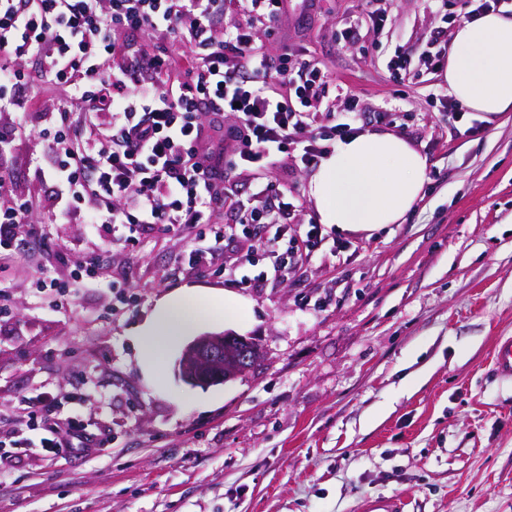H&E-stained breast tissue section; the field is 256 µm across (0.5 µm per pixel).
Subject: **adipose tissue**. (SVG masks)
<instances>
[{
    "instance_id": "ef3b65f1",
    "label": "adipose tissue",
    "mask_w": 512,
    "mask_h": 512,
    "mask_svg": "<svg viewBox=\"0 0 512 512\" xmlns=\"http://www.w3.org/2000/svg\"><path fill=\"white\" fill-rule=\"evenodd\" d=\"M448 92L493 120L512 110V16L488 13L457 28L444 74ZM428 162L404 139L362 133L339 142L319 165L310 194L324 223L375 231L401 221L421 197ZM207 314L191 303H167L140 337L143 356L162 363L170 341Z\"/></svg>"
}]
</instances>
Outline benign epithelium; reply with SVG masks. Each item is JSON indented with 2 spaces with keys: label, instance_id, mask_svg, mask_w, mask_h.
Here are the masks:
<instances>
[{
  "label": "benign epithelium",
  "instance_id": "7a95c632",
  "mask_svg": "<svg viewBox=\"0 0 512 512\" xmlns=\"http://www.w3.org/2000/svg\"><path fill=\"white\" fill-rule=\"evenodd\" d=\"M264 357L262 345L252 338L208 332L186 344L178 362V374L187 384L209 387L246 374Z\"/></svg>",
  "mask_w": 512,
  "mask_h": 512
}]
</instances>
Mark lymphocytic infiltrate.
I'll return each mask as SVG.
<instances>
[{"label": "lymphocytic infiltrate", "mask_w": 512, "mask_h": 512, "mask_svg": "<svg viewBox=\"0 0 512 512\" xmlns=\"http://www.w3.org/2000/svg\"><path fill=\"white\" fill-rule=\"evenodd\" d=\"M228 6L245 17L229 30L216 23ZM287 10L288 0H0V109L25 111L44 83L63 93L64 119L47 150L67 189L65 209L94 202L85 223L128 225L124 247L139 244V226L160 224L190 238L188 262L206 273L223 241L242 234L287 271L299 246L321 241L322 227L290 235L295 205L267 166L284 154L317 167L333 142L359 132L357 100L324 106L328 73L299 49H286L275 66L257 56L259 32ZM120 31L168 38L186 51L159 54L148 45L129 57L116 41ZM32 57L42 62L40 76L24 66ZM11 150V138L0 136V257L20 248L29 217L42 209L13 197L3 163ZM228 152L248 173L257 204H238L236 223L223 225L213 217L235 193ZM58 407L56 397L39 398L14 431H45L41 446L53 454L92 456L110 445L111 436L61 417Z\"/></svg>", "instance_id": "obj_1"}]
</instances>
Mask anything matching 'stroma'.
Masks as SVG:
<instances>
[{
	"instance_id": "1",
	"label": "stroma",
	"mask_w": 512,
	"mask_h": 512,
	"mask_svg": "<svg viewBox=\"0 0 512 512\" xmlns=\"http://www.w3.org/2000/svg\"><path fill=\"white\" fill-rule=\"evenodd\" d=\"M461 20L456 2L389 0L375 28L363 0L313 11L288 0L256 42L271 64L283 43L302 47L332 77L326 103L359 99L364 130L426 156L422 198L400 223L371 234L322 224L324 241L284 275L264 259L242 268L250 242L238 237L200 275L188 240L163 225L141 228L133 251L112 245L111 225L32 217L36 236L0 263V421L51 393L67 399L62 416L112 443L53 456L40 432L24 433L23 453L0 461V512H362L375 498L401 499L403 512H512V380L492 362L512 336V112L487 121L465 108L450 121L442 73L402 80L387 67ZM350 21L360 35L347 42ZM59 99L49 90L26 114H0V127H25L8 157L15 196L59 189L40 136ZM272 175L294 197L297 233L322 223L313 170L283 155ZM260 272L261 286L243 283ZM43 280L78 288L43 297ZM188 291L228 309L198 333L256 338L264 363L193 387L175 372L181 339L152 368L139 333Z\"/></svg>"
}]
</instances>
